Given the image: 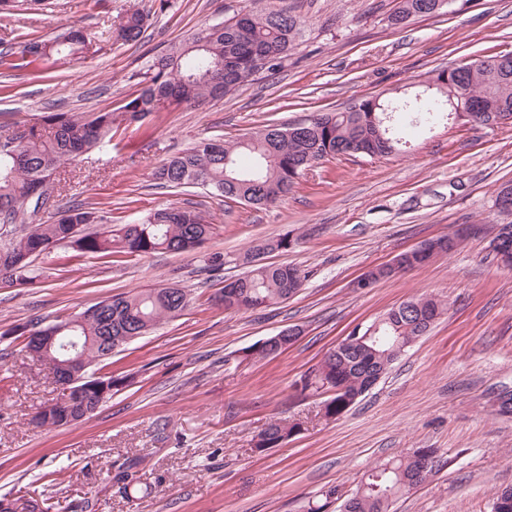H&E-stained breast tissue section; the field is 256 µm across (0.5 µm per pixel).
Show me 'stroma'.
Wrapping results in <instances>:
<instances>
[{
	"instance_id": "35a3bbf8",
	"label": "stroma",
	"mask_w": 512,
	"mask_h": 512,
	"mask_svg": "<svg viewBox=\"0 0 512 512\" xmlns=\"http://www.w3.org/2000/svg\"><path fill=\"white\" fill-rule=\"evenodd\" d=\"M248 0H12L0 12V48L49 39L76 26L107 30L129 9L148 14L138 44H103L93 57L52 71L0 75V135L41 112L118 109L137 75L199 29L227 19ZM304 21L284 68L233 95L124 122L112 143L71 162V174L40 212L53 221L76 202L97 204L113 223L188 203L214 225L192 252L110 260L76 259L61 244L39 256L36 284L0 288V496L35 490L51 502L87 500L88 512H340L333 488L352 492L377 463L414 448L438 449L430 479L396 499L392 512H491L498 489L512 487V414L495 399L512 390V270L489 244L512 216L494 207L512 182V124L438 125L404 151L380 158L338 157L304 175L288 199L257 210L197 187L161 189L155 169L202 138L232 142L266 124L335 112L371 96L396 95L429 72L512 52V0H452L399 27L398 0H283ZM460 224L480 225L454 252L369 288L355 280ZM288 235V250L266 254L305 275L288 301L246 313L213 297L228 265L211 254L244 255ZM183 288L181 314L113 354L107 370L127 377L92 417L59 429L30 419L55 397L47 368L33 365L16 325L50 321L107 297L147 288ZM433 296L446 312L339 419L320 416L322 396L300 378L355 326H366L411 298ZM289 326L300 340L272 360L241 363V351ZM275 418L301 421L298 434L269 451L255 437ZM139 459V479L119 489L115 463Z\"/></svg>"
}]
</instances>
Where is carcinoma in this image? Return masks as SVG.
Here are the masks:
<instances>
[{"instance_id":"cac0c4a2","label":"carcinoma","mask_w":512,"mask_h":512,"mask_svg":"<svg viewBox=\"0 0 512 512\" xmlns=\"http://www.w3.org/2000/svg\"><path fill=\"white\" fill-rule=\"evenodd\" d=\"M253 6L209 25L168 52L155 57L141 73L139 89L119 108L131 120L144 118L176 105L222 99L254 77L276 71L297 46L303 22L271 0H252ZM449 0H400L391 25L419 14H434ZM146 17L138 10L122 15L115 28L96 38L81 28L68 29L52 39H28L18 48L0 51V69L16 71L43 66L52 69L73 59H85L95 42L114 40L136 44L145 32ZM450 78L455 91L469 104L462 124L494 126L512 122V53L459 65ZM373 110L359 101L342 111L322 112L307 121L265 125L235 142L203 138L171 157L154 172L156 186L179 188L199 185L211 194L265 209L288 197L298 179L320 162L335 157H384L406 148L407 130L429 129L448 121V88H414L379 102ZM118 116L112 110L44 112L14 123L0 138V282L24 288L35 279L34 260L39 246L64 242L75 257L88 254L106 258L167 252H191L212 235L213 226L193 206L157 208L134 224L109 222L104 211L88 202L69 207L50 224H31L19 233L15 227L37 210L31 193L49 192L53 181L65 179V165L78 155L112 141ZM246 271L233 277L216 300L224 310L246 312L283 303L302 287L305 276L290 264L252 263L244 256ZM184 290L148 288L133 294L107 297L83 311L74 337L86 356L89 371L100 372L112 358L111 350L126 336L142 337L188 305ZM412 311L390 309L377 320L375 338L349 346L342 356H330L303 376L302 390L315 376L338 388L324 400V415L348 411L367 392L370 377L393 364L395 345L421 335V323L437 318L445 305L433 298L410 299ZM289 422L276 418L258 435L272 445L288 436ZM138 461L127 458L115 466L113 482L127 488L136 480ZM424 467L414 452L400 454L376 467L343 501L348 512H390L395 498L424 483ZM44 500L13 498V512H44Z\"/></svg>"}]
</instances>
